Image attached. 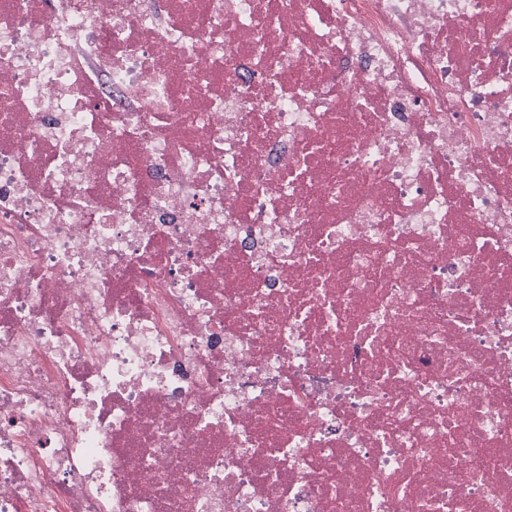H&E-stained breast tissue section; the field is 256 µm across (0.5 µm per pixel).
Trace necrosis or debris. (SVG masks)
Instances as JSON below:
<instances>
[{
	"label": "necrosis or debris",
	"instance_id": "4bbe7bcc",
	"mask_svg": "<svg viewBox=\"0 0 512 512\" xmlns=\"http://www.w3.org/2000/svg\"><path fill=\"white\" fill-rule=\"evenodd\" d=\"M0 512H512V0H0Z\"/></svg>",
	"mask_w": 512,
	"mask_h": 512
}]
</instances>
